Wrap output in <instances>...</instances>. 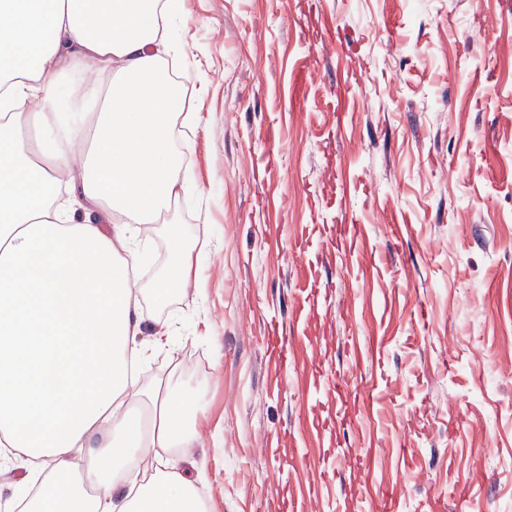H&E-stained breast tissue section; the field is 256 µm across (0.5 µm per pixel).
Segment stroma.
<instances>
[{
	"instance_id": "35a3bbf8",
	"label": "stroma",
	"mask_w": 512,
	"mask_h": 512,
	"mask_svg": "<svg viewBox=\"0 0 512 512\" xmlns=\"http://www.w3.org/2000/svg\"><path fill=\"white\" fill-rule=\"evenodd\" d=\"M172 24L198 116L175 143L193 187L174 222L203 287L144 300L145 325L171 335L140 380L200 392V445L193 466L153 448L142 469L188 467L207 512H277L334 445L337 491L387 482L401 512L477 466L472 499L512 501V0H179ZM260 195L272 223L253 220ZM351 219L358 236L328 235ZM297 235L334 255L314 267L327 298L305 307ZM272 322L368 394L352 425L278 445L293 408L341 405L322 385H268Z\"/></svg>"
}]
</instances>
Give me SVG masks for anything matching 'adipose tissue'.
Segmentation results:
<instances>
[{
	"label": "adipose tissue",
	"instance_id": "adipose-tissue-1",
	"mask_svg": "<svg viewBox=\"0 0 512 512\" xmlns=\"http://www.w3.org/2000/svg\"><path fill=\"white\" fill-rule=\"evenodd\" d=\"M173 5L0 0V447L41 483L26 512H205L183 474L133 465L198 443L197 392L144 390L130 373L170 338L165 325L143 336L136 269L188 188L171 149L184 118L164 60ZM61 71L104 74L84 88L90 125L60 119ZM32 98L39 111H24ZM169 235L159 303L201 285L177 225Z\"/></svg>",
	"mask_w": 512,
	"mask_h": 512
}]
</instances>
